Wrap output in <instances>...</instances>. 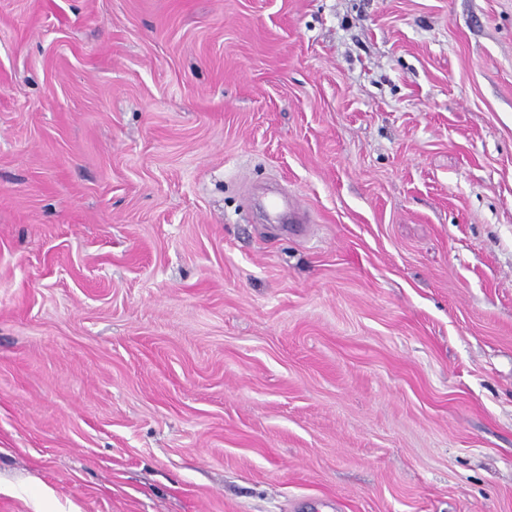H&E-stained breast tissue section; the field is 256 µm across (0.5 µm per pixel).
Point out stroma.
<instances>
[{
	"instance_id": "1",
	"label": "stroma",
	"mask_w": 512,
	"mask_h": 512,
	"mask_svg": "<svg viewBox=\"0 0 512 512\" xmlns=\"http://www.w3.org/2000/svg\"><path fill=\"white\" fill-rule=\"evenodd\" d=\"M0 512H512V0H0Z\"/></svg>"
}]
</instances>
